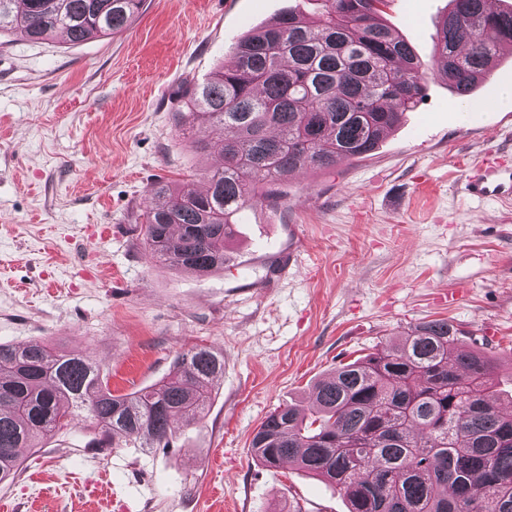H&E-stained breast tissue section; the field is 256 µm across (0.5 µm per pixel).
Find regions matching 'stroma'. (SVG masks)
Masks as SVG:
<instances>
[{"mask_svg":"<svg viewBox=\"0 0 512 512\" xmlns=\"http://www.w3.org/2000/svg\"><path fill=\"white\" fill-rule=\"evenodd\" d=\"M302 0H145L123 33L70 44L0 35V343L92 355L113 394L150 386L181 352L224 355L205 418L170 449L101 455L74 420L24 449L0 485L11 512H348L292 464H258L274 409L421 322L445 318L487 344L512 392V204L471 200L465 172L512 167V111L464 118L429 77L417 107L371 155L288 179L287 205L241 212L236 273L152 262L141 224L158 180L219 166L208 122L184 124L185 88L233 44ZM448 0H391L384 20L432 65ZM111 496L93 494L99 483Z\"/></svg>","mask_w":512,"mask_h":512,"instance_id":"35a3bbf8","label":"stroma"}]
</instances>
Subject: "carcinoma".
Instances as JSON below:
<instances>
[{
	"label": "carcinoma",
	"instance_id": "carcinoma-1",
	"mask_svg": "<svg viewBox=\"0 0 512 512\" xmlns=\"http://www.w3.org/2000/svg\"><path fill=\"white\" fill-rule=\"evenodd\" d=\"M241 37L221 71L187 92L184 117L207 120L224 163L203 191L158 181L144 214L152 257L199 276L224 268L236 215L286 204L282 183L371 154L413 110L429 72L467 102L501 52L512 51V10L449 0L426 68L382 20L389 0H313ZM144 0H0V33L76 44L130 27ZM446 319L417 324L376 352L342 364L308 393V408L271 412L251 440L257 461L283 459L339 489L348 512H512V414L495 396L494 362ZM224 355L196 346L154 386L112 394L90 355L43 342L0 343V484L82 418L95 451L132 441L167 448L172 424L208 407Z\"/></svg>",
	"mask_w": 512,
	"mask_h": 512
}]
</instances>
